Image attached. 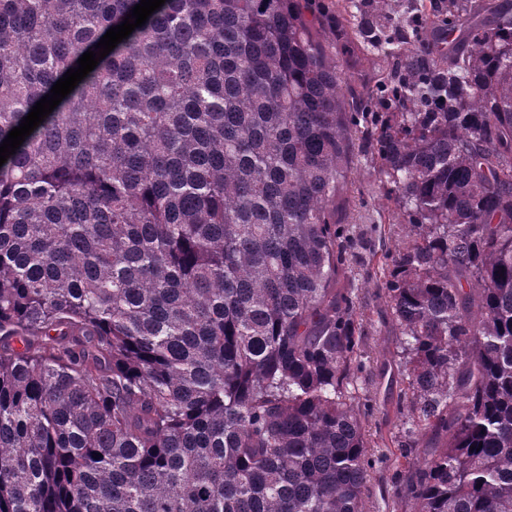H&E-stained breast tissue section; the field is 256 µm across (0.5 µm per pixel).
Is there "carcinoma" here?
Instances as JSON below:
<instances>
[{
  "label": "carcinoma",
  "mask_w": 512,
  "mask_h": 512,
  "mask_svg": "<svg viewBox=\"0 0 512 512\" xmlns=\"http://www.w3.org/2000/svg\"><path fill=\"white\" fill-rule=\"evenodd\" d=\"M140 0H0V143ZM394 54L414 512H512V8ZM467 37H455L456 27ZM308 0H165L0 166V512H364L336 292L355 113ZM98 457H93V454Z\"/></svg>",
  "instance_id": "obj_1"
}]
</instances>
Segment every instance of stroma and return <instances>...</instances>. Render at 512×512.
Returning <instances> with one entry per match:
<instances>
[{"instance_id":"obj_1","label":"stroma","mask_w":512,"mask_h":512,"mask_svg":"<svg viewBox=\"0 0 512 512\" xmlns=\"http://www.w3.org/2000/svg\"><path fill=\"white\" fill-rule=\"evenodd\" d=\"M333 50L347 74L345 95L363 108L367 92L380 88L397 61L343 40ZM346 248L336 273V287L351 298L361 356L348 389L356 398L365 427L368 470L366 512H408L404 485L414 470L399 445L408 427L412 397L406 392L408 354L382 287L383 272L411 238V228L386 197L374 161L369 130H361L357 156L346 187L336 199Z\"/></svg>"}]
</instances>
